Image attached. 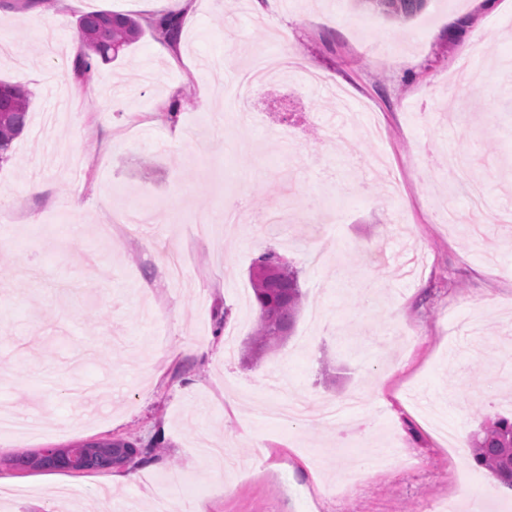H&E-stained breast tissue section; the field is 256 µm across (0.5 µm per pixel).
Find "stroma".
<instances>
[{
	"mask_svg": "<svg viewBox=\"0 0 512 512\" xmlns=\"http://www.w3.org/2000/svg\"><path fill=\"white\" fill-rule=\"evenodd\" d=\"M107 10L182 15L178 57L152 29L118 60L74 73L78 20ZM291 40L253 0H0V78L31 93L0 164V402L41 428L0 432V512H468L455 476L477 474L484 512L512 491L452 459L428 424L461 438L512 415V30L474 0H427L402 21L353 0H280ZM291 49L298 71L263 86L249 122L224 119V84ZM474 59L472 69L460 64ZM208 94L202 105L200 94ZM124 108L110 109L113 98ZM484 187L472 211L448 190L450 154ZM40 192H30L32 182ZM284 224L224 225L226 198ZM159 209L139 234L98 238L116 209ZM460 221H439L443 205ZM274 249L306 295L293 334L244 358L257 314L249 269ZM276 400L344 399L342 430L265 420ZM395 438L391 469L346 475ZM151 451L124 472H37L20 455L96 441ZM187 486L176 492L172 474Z\"/></svg>",
	"mask_w": 512,
	"mask_h": 512,
	"instance_id": "obj_1",
	"label": "stroma"
}]
</instances>
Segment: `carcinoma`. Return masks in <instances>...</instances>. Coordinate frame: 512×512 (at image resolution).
<instances>
[{"label":"carcinoma","mask_w":512,"mask_h":512,"mask_svg":"<svg viewBox=\"0 0 512 512\" xmlns=\"http://www.w3.org/2000/svg\"><path fill=\"white\" fill-rule=\"evenodd\" d=\"M426 0H357L356 6L393 18H410L419 13ZM169 44L179 39L180 24L172 17L150 23ZM141 35V26L130 16L109 11L89 12L78 22V38L83 51L75 63V72L82 79L90 77L96 61L110 62ZM30 94L18 82L0 80V162L9 160L13 141L25 130ZM274 265L278 277L267 280L249 272L257 328L245 343L250 363L260 361L267 353L280 347L291 335L305 294L299 283V272L274 250L256 258L253 267ZM474 462L487 470L505 488L512 491V418L499 417L474 431L468 440ZM90 456L80 467L82 471L105 470L107 461L117 465L136 453L130 443H86ZM70 449L57 448L51 454L37 453L18 458L15 463L25 469L71 472L75 467L69 460Z\"/></svg>","instance_id":"carcinoma-1"}]
</instances>
